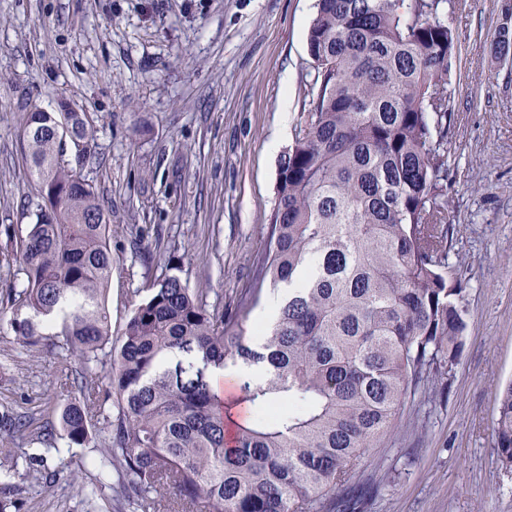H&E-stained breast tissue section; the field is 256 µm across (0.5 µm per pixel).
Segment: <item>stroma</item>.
Returning <instances> with one entry per match:
<instances>
[{"label": "stroma", "instance_id": "35a3bbf8", "mask_svg": "<svg viewBox=\"0 0 512 512\" xmlns=\"http://www.w3.org/2000/svg\"><path fill=\"white\" fill-rule=\"evenodd\" d=\"M317 0H0V290L10 242L36 195L23 140L33 107L67 100L92 118L83 174L112 226V332L176 259L188 288L236 308L267 245L279 165L294 141L315 64ZM456 53L448 84L449 261L467 327L447 402L407 405L368 449L359 512H512V472L494 447V391L512 380V51L497 32L512 0H448ZM0 408L34 425L77 398L79 364L0 333ZM45 453L50 471L112 485L87 448ZM16 512H82L76 488L32 483Z\"/></svg>", "mask_w": 512, "mask_h": 512}]
</instances>
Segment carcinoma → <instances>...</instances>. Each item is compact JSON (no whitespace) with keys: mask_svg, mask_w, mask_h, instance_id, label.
<instances>
[{"mask_svg":"<svg viewBox=\"0 0 512 512\" xmlns=\"http://www.w3.org/2000/svg\"><path fill=\"white\" fill-rule=\"evenodd\" d=\"M446 0H318L307 35L316 65L308 109L284 155L268 248L227 314L176 274L148 288L112 340L111 228L82 174L84 112L28 113L36 198L0 309L23 346L77 358L79 398L36 439L96 448L117 475V512H350L342 492L406 402L446 396L466 328L449 266ZM288 285L273 322H243L265 289ZM261 365L239 380L254 417L229 427L208 371ZM495 447L512 472V381L496 392ZM25 418L0 412V436ZM77 483L39 454L0 473Z\"/></svg>","mask_w":512,"mask_h":512,"instance_id":"obj_1","label":"carcinoma"}]
</instances>
